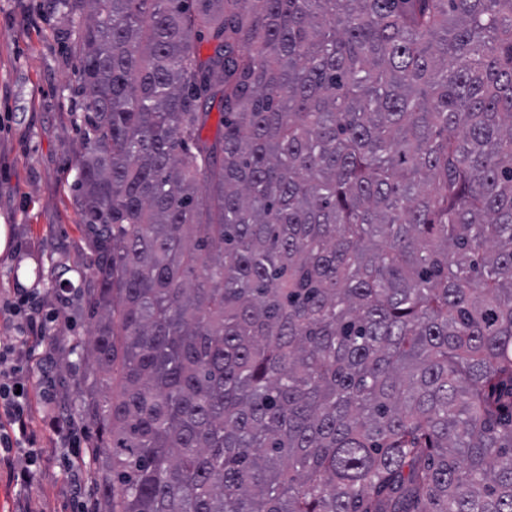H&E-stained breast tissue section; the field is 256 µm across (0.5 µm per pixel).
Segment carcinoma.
Here are the masks:
<instances>
[{"mask_svg":"<svg viewBox=\"0 0 512 512\" xmlns=\"http://www.w3.org/2000/svg\"><path fill=\"white\" fill-rule=\"evenodd\" d=\"M58 3L99 512H512V0Z\"/></svg>","mask_w":512,"mask_h":512,"instance_id":"1","label":"carcinoma"}]
</instances>
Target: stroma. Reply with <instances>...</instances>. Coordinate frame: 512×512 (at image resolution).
I'll list each match as a JSON object with an SVG mask.
<instances>
[{
  "instance_id": "obj_1",
  "label": "stroma",
  "mask_w": 512,
  "mask_h": 512,
  "mask_svg": "<svg viewBox=\"0 0 512 512\" xmlns=\"http://www.w3.org/2000/svg\"><path fill=\"white\" fill-rule=\"evenodd\" d=\"M65 31L53 0H0V225L11 230L0 254V297L14 288H38L53 323L38 351L50 355L34 371L29 422L42 452L38 481L19 502L6 465H0V512H78L95 500L98 462H91L82 489L68 475L64 442L44 421L46 386L56 393V412L73 424L88 447L91 423L82 416L77 393L83 365L68 348L86 336L90 324L77 296L60 302L49 280L18 279L19 260L49 273L76 259L82 235L72 192L82 103L75 96L74 64L64 49Z\"/></svg>"
}]
</instances>
